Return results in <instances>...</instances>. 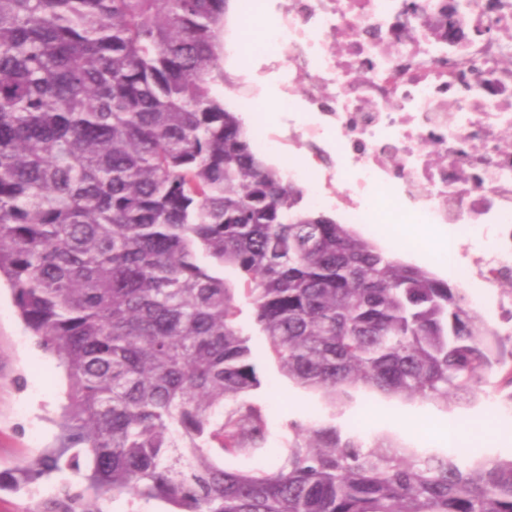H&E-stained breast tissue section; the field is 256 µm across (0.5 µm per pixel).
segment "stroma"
Here are the masks:
<instances>
[{"label":"stroma","mask_w":512,"mask_h":512,"mask_svg":"<svg viewBox=\"0 0 512 512\" xmlns=\"http://www.w3.org/2000/svg\"><path fill=\"white\" fill-rule=\"evenodd\" d=\"M238 324L263 355V385L254 396L266 407L269 445L275 448L288 420L320 419L324 410L317 396L280 372L274 354L254 324L249 305H242ZM494 390V384H487L475 404L451 410L429 401L402 404L375 397L371 400L376 409L374 421L361 423L360 410L354 407L338 416L336 422L345 429L362 426L367 436L393 432L423 450H443L448 443L429 431L416 430V421L427 420L437 426L452 422L468 434L472 446L482 454L507 457L512 455V416L488 403ZM67 392L68 382L56 357L45 352L25 329L9 286L0 283V512H42L48 496L63 481V474L54 473L37 484L17 487L10 476L16 468L55 445ZM490 421L500 422L505 434L486 436L484 427Z\"/></svg>","instance_id":"stroma-1"}]
</instances>
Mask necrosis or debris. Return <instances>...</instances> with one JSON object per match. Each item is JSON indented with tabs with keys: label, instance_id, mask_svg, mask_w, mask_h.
I'll list each match as a JSON object with an SVG mask.
<instances>
[{
	"label": "necrosis or debris",
	"instance_id": "necrosis-or-debris-1",
	"mask_svg": "<svg viewBox=\"0 0 512 512\" xmlns=\"http://www.w3.org/2000/svg\"><path fill=\"white\" fill-rule=\"evenodd\" d=\"M267 16L250 43L255 68L239 77L236 102L261 115L263 89L280 94L281 116L260 150H305L287 180L308 202L365 224L390 210L397 224L475 236L489 254L487 294L512 280V68L500 31L512 0H254Z\"/></svg>",
	"mask_w": 512,
	"mask_h": 512
}]
</instances>
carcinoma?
<instances>
[{
    "label": "carcinoma",
    "mask_w": 512,
    "mask_h": 512,
    "mask_svg": "<svg viewBox=\"0 0 512 512\" xmlns=\"http://www.w3.org/2000/svg\"><path fill=\"white\" fill-rule=\"evenodd\" d=\"M227 2L0 0V276L69 385L59 446L15 481L79 476L42 512H512V456L333 422L360 395L471 405L512 336L258 153L213 94ZM226 267L328 409L277 448ZM264 454L279 463L225 464Z\"/></svg>",
    "instance_id": "cac0c4a2"
}]
</instances>
